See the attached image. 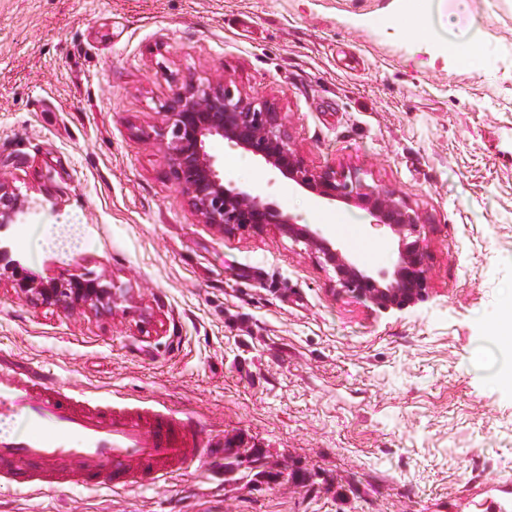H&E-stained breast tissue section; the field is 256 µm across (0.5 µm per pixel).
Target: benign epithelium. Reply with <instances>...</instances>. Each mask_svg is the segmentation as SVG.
<instances>
[{"instance_id":"1","label":"benign epithelium","mask_w":512,"mask_h":512,"mask_svg":"<svg viewBox=\"0 0 512 512\" xmlns=\"http://www.w3.org/2000/svg\"><path fill=\"white\" fill-rule=\"evenodd\" d=\"M233 81L215 83L187 79L175 85L161 106L163 127L158 146L168 165V176L187 198L202 224L231 234L269 226L296 243L304 244L316 261L332 272L335 296L352 295L386 313L403 310L429 297L426 222L420 210L403 194L366 181L358 169L307 164L294 146L285 113L277 102L256 99L232 87ZM219 137L262 159L283 177L325 199L366 209L377 225L398 238V261L393 271L372 273L320 232L296 222L275 204L241 188L224 185L207 151V141ZM29 201L0 177V231L18 223ZM14 291L29 299L67 308L111 310L119 300L112 285L85 273L68 277L33 278L7 247L0 245V267Z\"/></svg>"}]
</instances>
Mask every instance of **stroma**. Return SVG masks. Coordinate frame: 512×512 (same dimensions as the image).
<instances>
[{
  "mask_svg": "<svg viewBox=\"0 0 512 512\" xmlns=\"http://www.w3.org/2000/svg\"><path fill=\"white\" fill-rule=\"evenodd\" d=\"M401 0H0V174L31 208L0 233L37 277L89 273L109 315L0 284V359L97 396L199 416L221 454L152 487L0 486V512H512V387L476 343L512 308V0H469L478 63L391 24ZM228 78L272 99L310 166L347 164L424 214L429 298L380 313L331 295L303 244L199 223L144 140L175 82ZM225 185L253 188L372 270L397 239L314 198L232 143ZM241 156L226 166L227 155ZM381 246L365 257L342 225ZM70 218L85 249L28 256ZM276 473L275 482L262 472Z\"/></svg>",
  "mask_w": 512,
  "mask_h": 512,
  "instance_id": "obj_1",
  "label": "stroma"
}]
</instances>
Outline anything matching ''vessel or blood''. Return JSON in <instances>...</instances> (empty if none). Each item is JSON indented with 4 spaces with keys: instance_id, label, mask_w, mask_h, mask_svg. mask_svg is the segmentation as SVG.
<instances>
[{
    "instance_id": "1",
    "label": "vessel or blood",
    "mask_w": 512,
    "mask_h": 512,
    "mask_svg": "<svg viewBox=\"0 0 512 512\" xmlns=\"http://www.w3.org/2000/svg\"><path fill=\"white\" fill-rule=\"evenodd\" d=\"M0 416L21 431L0 436V483L30 489L76 481L89 490L145 487L204 455L200 418L167 406L79 393L47 373L0 362Z\"/></svg>"
}]
</instances>
